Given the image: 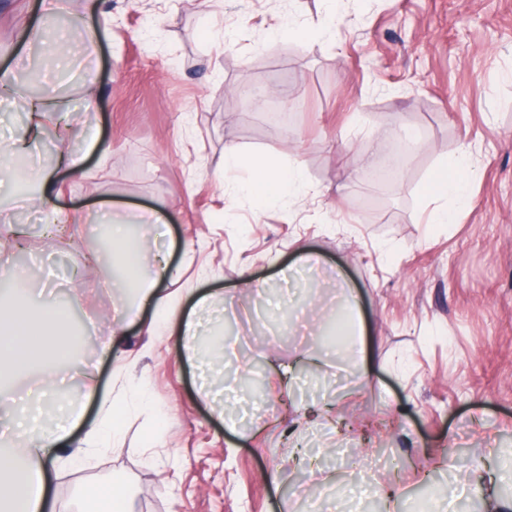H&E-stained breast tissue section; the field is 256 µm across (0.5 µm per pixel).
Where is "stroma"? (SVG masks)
Returning <instances> with one entry per match:
<instances>
[{
    "label": "stroma",
    "instance_id": "1",
    "mask_svg": "<svg viewBox=\"0 0 512 512\" xmlns=\"http://www.w3.org/2000/svg\"><path fill=\"white\" fill-rule=\"evenodd\" d=\"M206 11L201 0H70L68 64L38 83L69 113L72 150L99 132L85 175L62 176V203L162 211L171 234L139 227L144 257L169 251L177 314L223 291L222 318L198 336L222 326L236 359L214 364L203 343L185 357L178 336L137 324L113 337L109 255L85 267L87 238L46 248L37 211L13 210L18 186L55 163L52 130L24 167L0 159V231L24 228L30 248L14 264L29 296L69 312L63 372L72 387L95 384L83 426L47 463L52 498L73 505L114 482L132 512H380L373 481L401 489L397 512L451 494L448 512H485L512 497V0H224L217 18ZM102 14L108 32L82 52L77 31ZM23 20L43 23L41 0H0V68L20 76L34 54ZM291 22L303 33L277 37ZM260 81L302 101L288 128L232 107ZM409 135L418 148L397 181L353 191L372 140L396 153ZM228 143L300 161L310 191L254 212L224 193L247 178L224 170ZM460 153L475 171L471 206L455 223H422L432 174ZM303 254L313 272L284 284ZM245 270L261 291L239 286ZM351 294L364 366L304 368L326 354ZM200 362L254 373L266 392L248 413L229 401L216 415ZM105 399L129 405L112 448L87 433Z\"/></svg>",
    "mask_w": 512,
    "mask_h": 512
}]
</instances>
